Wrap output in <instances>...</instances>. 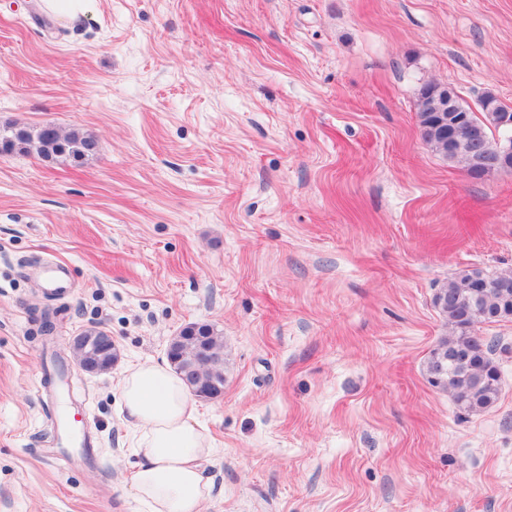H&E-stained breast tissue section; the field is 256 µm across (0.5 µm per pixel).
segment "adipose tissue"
Returning a JSON list of instances; mask_svg holds the SVG:
<instances>
[{
  "mask_svg": "<svg viewBox=\"0 0 512 512\" xmlns=\"http://www.w3.org/2000/svg\"><path fill=\"white\" fill-rule=\"evenodd\" d=\"M120 388L125 421L140 433L131 486L142 512H198L211 493L201 469L210 448L187 386L149 363L126 371Z\"/></svg>",
  "mask_w": 512,
  "mask_h": 512,
  "instance_id": "obj_1",
  "label": "adipose tissue"
}]
</instances>
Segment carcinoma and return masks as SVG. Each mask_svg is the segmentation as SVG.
<instances>
[{
	"instance_id": "obj_1",
	"label": "carcinoma",
	"mask_w": 512,
	"mask_h": 512,
	"mask_svg": "<svg viewBox=\"0 0 512 512\" xmlns=\"http://www.w3.org/2000/svg\"><path fill=\"white\" fill-rule=\"evenodd\" d=\"M446 91L436 84H426L419 92V124L424 140L448 160L461 165L473 179L490 174L487 168L475 170L473 153L492 156L499 151L500 141L493 133L503 135L507 105L495 95L480 100V112L461 105L453 117L466 116L467 125L481 130L473 149L448 151V142L426 132L430 124L433 102ZM98 141L77 131L63 134L51 124L29 127L12 125L0 132L1 154L36 153L44 160L68 157L79 162L94 154ZM435 305L448 323L451 335L441 340L427 362V373L440 378V387L452 392L458 409L476 413L493 405L500 391V369L492 358L494 349L479 335V324L496 323L512 317V274L490 276L472 270L451 281L435 298ZM171 352L180 360L175 367L191 386L192 392L203 390L212 383L224 384L223 339L207 324H194L180 331L171 342ZM78 362H92L95 372L112 368L116 358L107 348L91 350L79 343L73 348Z\"/></svg>"
}]
</instances>
